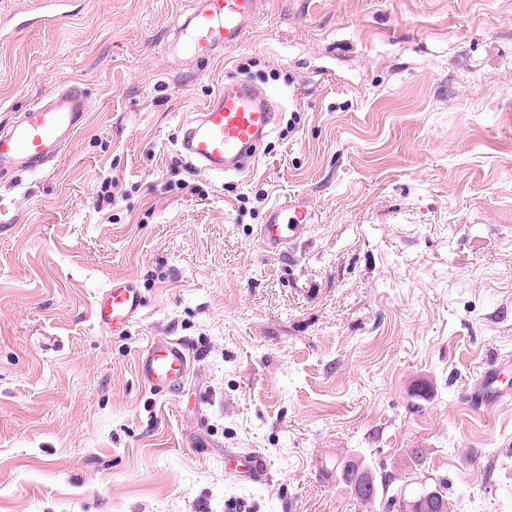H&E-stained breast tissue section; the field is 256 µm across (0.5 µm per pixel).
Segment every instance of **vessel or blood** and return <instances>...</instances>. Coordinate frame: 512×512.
Segmentation results:
<instances>
[{
    "label": "vessel or blood",
    "instance_id": "obj_1",
    "mask_svg": "<svg viewBox=\"0 0 512 512\" xmlns=\"http://www.w3.org/2000/svg\"><path fill=\"white\" fill-rule=\"evenodd\" d=\"M260 4L261 0H195L191 14L165 49L196 62L210 61L244 42L261 17ZM89 110L83 92L72 88L23 112L0 129V172L43 169L84 126ZM276 123L277 114L266 96L249 82L233 80L222 84L202 107L197 125L185 131L181 146L188 159L206 169L240 172L250 166L257 146L272 134ZM311 216L299 199L274 208L261 227V237L270 245L288 243ZM142 308V295L133 282L113 281L97 299V324L112 334H124ZM188 364L181 340L158 338L138 355L136 371L151 389L171 391L186 378Z\"/></svg>",
    "mask_w": 512,
    "mask_h": 512
}]
</instances>
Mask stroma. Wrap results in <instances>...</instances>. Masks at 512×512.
Masks as SVG:
<instances>
[{
    "instance_id": "stroma-1",
    "label": "stroma",
    "mask_w": 512,
    "mask_h": 512,
    "mask_svg": "<svg viewBox=\"0 0 512 512\" xmlns=\"http://www.w3.org/2000/svg\"><path fill=\"white\" fill-rule=\"evenodd\" d=\"M192 4L0 0V126L92 106L0 173V512H387L341 456L512 512V0H262L207 65L164 49ZM232 77L278 116L225 176L179 140ZM298 197L313 224L267 245ZM118 278L145 300L122 336L93 315ZM154 338L190 354L169 393L136 376ZM90 103L72 88L0 129V172H33L50 164L84 126ZM333 467H336V470L338 468H343L341 482L352 497L363 503H371L376 500L378 494V482L371 469L363 460L350 456L338 457ZM368 474L373 479V485L371 488H365L362 490L361 483H364V479Z\"/></svg>"
}]
</instances>
